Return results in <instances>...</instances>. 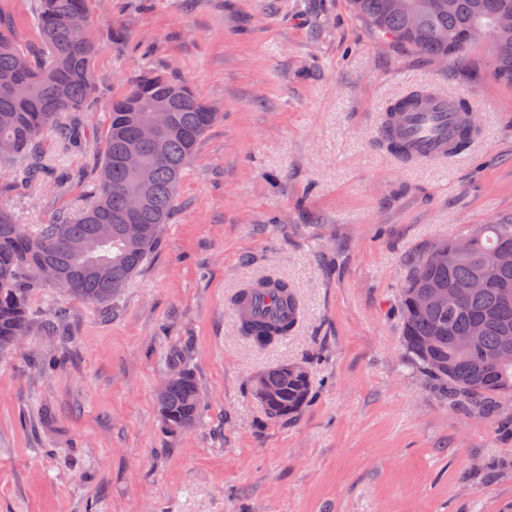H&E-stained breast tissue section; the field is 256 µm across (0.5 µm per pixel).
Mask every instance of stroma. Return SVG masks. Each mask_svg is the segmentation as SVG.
<instances>
[{"label":"stroma","instance_id":"1","mask_svg":"<svg viewBox=\"0 0 512 512\" xmlns=\"http://www.w3.org/2000/svg\"><path fill=\"white\" fill-rule=\"evenodd\" d=\"M38 0H0L20 44ZM104 95L80 143L41 138L63 188L0 162V209L36 228L93 199L109 105L147 65L222 118L201 140L161 242L104 305L37 291L58 334L0 357V512H512V433L455 406L413 369L396 316L406 262L512 219V85L485 43L440 64L374 37L349 0H88ZM471 102L465 158L403 167L377 120L411 87ZM287 279L303 308L288 337L244 338L232 299ZM203 397L169 432L155 397L171 352ZM304 364L313 398L268 415L251 380Z\"/></svg>","mask_w":512,"mask_h":512}]
</instances>
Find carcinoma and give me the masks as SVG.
Segmentation results:
<instances>
[{"label":"carcinoma","instance_id":"1","mask_svg":"<svg viewBox=\"0 0 512 512\" xmlns=\"http://www.w3.org/2000/svg\"><path fill=\"white\" fill-rule=\"evenodd\" d=\"M409 13L392 8V0H350L352 15L376 37L429 58L450 62L472 45L492 39V75L512 84V36L492 34L496 17L512 12V0H411ZM88 0H40V42L21 47L9 20L0 16V161L26 158V177L45 174L39 162L42 132L53 128L59 141L77 143L75 127L64 126L66 112H85L101 94L88 36ZM164 108L170 123L156 141L143 138L144 125ZM111 119L99 164L94 203L76 218L29 229L0 209V356L14 350L34 327L30 302L47 286L88 303L115 300L157 248L170 222L178 187L195 158L204 134L220 113L200 100L184 83L146 67L129 88L112 99ZM136 149L140 164L125 165ZM141 198L129 209L132 196ZM99 224L112 225V237L96 234ZM140 224L144 235L126 233ZM467 252L453 253L455 241L438 245L450 251L448 263L436 264L429 253L408 261L398 292L401 341L412 367L457 405L473 414L493 412L501 399H512V265L489 270L486 257L512 252V221L483 224L468 236ZM51 262L62 271L46 284L40 265ZM486 287L470 288L476 278ZM421 288H442L449 302L422 310L415 306ZM294 322L285 316L243 318L241 333L258 346L275 343ZM477 340L468 342L472 333ZM168 367L179 374L159 390L156 408L171 432L189 430L201 418V392L192 369L177 355ZM274 394L262 402L274 418L297 416L312 398V380L301 364L283 363L266 370Z\"/></svg>","mask_w":512,"mask_h":512}]
</instances>
